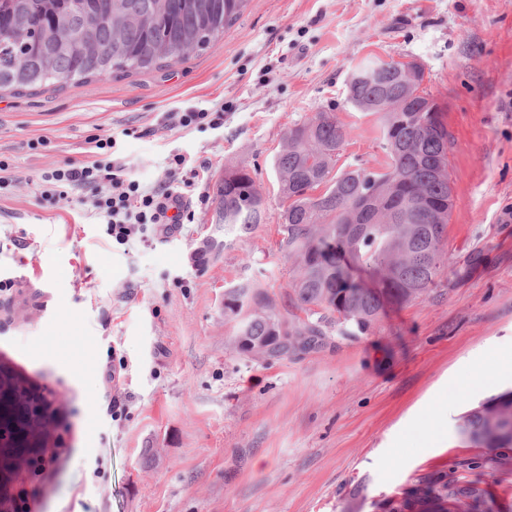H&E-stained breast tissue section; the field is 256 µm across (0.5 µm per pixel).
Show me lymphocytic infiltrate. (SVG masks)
I'll return each mask as SVG.
<instances>
[{"mask_svg": "<svg viewBox=\"0 0 512 512\" xmlns=\"http://www.w3.org/2000/svg\"><path fill=\"white\" fill-rule=\"evenodd\" d=\"M186 159L174 156L160 189L147 191L131 180L119 162L95 161L80 167L53 169L44 180L50 190L65 195L73 190L90 194L93 204L106 220L113 241L126 245L143 238L157 226H176L185 218V199L195 181L184 172Z\"/></svg>", "mask_w": 512, "mask_h": 512, "instance_id": "1", "label": "lymphocytic infiltrate"}]
</instances>
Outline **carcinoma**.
Masks as SVG:
<instances>
[{"instance_id":"1","label":"carcinoma","mask_w":512,"mask_h":512,"mask_svg":"<svg viewBox=\"0 0 512 512\" xmlns=\"http://www.w3.org/2000/svg\"><path fill=\"white\" fill-rule=\"evenodd\" d=\"M249 0H0V92L19 91L133 70L172 67L192 50L198 31L217 44ZM369 60L352 72L349 101L376 117L386 161L338 170L346 132L329 112L291 127L274 161L282 212L281 248L294 265L289 307L247 286L225 293L224 312L241 319L234 348L272 363L320 346L331 334L359 336L385 307L425 296L447 271L442 248L448 204V128L437 102L424 112H396L414 88ZM216 223L229 246L266 223L260 186L245 166L224 170L215 194ZM53 401L0 362V469L52 436ZM512 392L461 417L460 433L485 448L512 449ZM482 488L448 478L423 482L392 512H494Z\"/></svg>"}]
</instances>
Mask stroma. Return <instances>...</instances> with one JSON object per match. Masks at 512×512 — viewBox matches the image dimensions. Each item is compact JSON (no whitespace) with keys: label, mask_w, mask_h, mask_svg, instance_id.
<instances>
[{"label":"stroma","mask_w":512,"mask_h":512,"mask_svg":"<svg viewBox=\"0 0 512 512\" xmlns=\"http://www.w3.org/2000/svg\"><path fill=\"white\" fill-rule=\"evenodd\" d=\"M415 59L445 108L453 209L446 278L376 328L266 365L237 354L235 285L289 302L272 162L294 123L334 113L339 167L385 159L348 100L366 59ZM223 109L183 128L170 111ZM155 188L198 173L190 221L113 243L89 198L43 194L92 138ZM0 360L55 394V457L21 472L22 512H389L438 474L512 512V465L459 432L512 391V0H249L216 47L172 68L0 93ZM257 173L267 221L224 246L228 166Z\"/></svg>","instance_id":"stroma-1"}]
</instances>
